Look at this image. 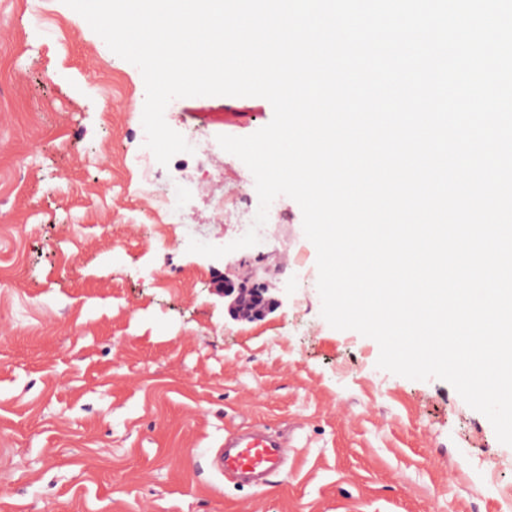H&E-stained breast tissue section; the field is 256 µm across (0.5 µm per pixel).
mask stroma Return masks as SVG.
Wrapping results in <instances>:
<instances>
[{
  "mask_svg": "<svg viewBox=\"0 0 512 512\" xmlns=\"http://www.w3.org/2000/svg\"><path fill=\"white\" fill-rule=\"evenodd\" d=\"M141 72L63 0H0V512H499L512 446L439 379L379 369L378 344L321 315L316 249L290 197L270 240L224 246L204 195L165 227L134 192L195 181L141 152ZM261 97L182 98L178 133L243 137ZM280 305L235 320L217 275ZM268 427L288 464L261 489L210 456Z\"/></svg>",
  "mask_w": 512,
  "mask_h": 512,
  "instance_id": "1",
  "label": "stroma"
}]
</instances>
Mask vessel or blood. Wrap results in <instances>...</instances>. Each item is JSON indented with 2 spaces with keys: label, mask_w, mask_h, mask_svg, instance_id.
Here are the masks:
<instances>
[{
  "label": "vessel or blood",
  "mask_w": 512,
  "mask_h": 512,
  "mask_svg": "<svg viewBox=\"0 0 512 512\" xmlns=\"http://www.w3.org/2000/svg\"><path fill=\"white\" fill-rule=\"evenodd\" d=\"M286 453L283 441L272 432H234L225 435L222 448L215 453L214 466L218 473L244 475L260 487L279 473Z\"/></svg>",
  "instance_id": "b4317fda"
}]
</instances>
